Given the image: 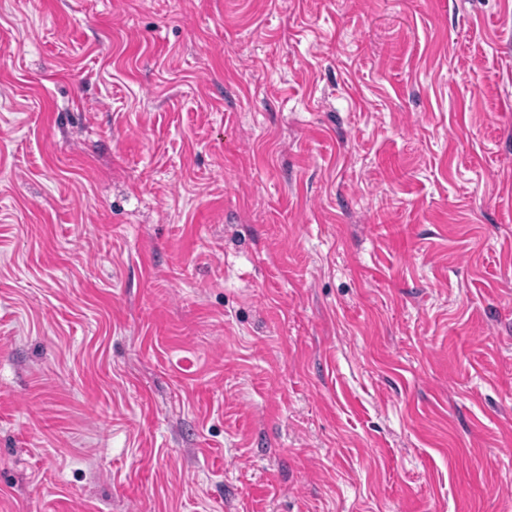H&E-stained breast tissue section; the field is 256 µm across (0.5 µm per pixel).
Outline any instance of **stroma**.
<instances>
[{
  "mask_svg": "<svg viewBox=\"0 0 512 512\" xmlns=\"http://www.w3.org/2000/svg\"><path fill=\"white\" fill-rule=\"evenodd\" d=\"M0 512H512V0H0Z\"/></svg>",
  "mask_w": 512,
  "mask_h": 512,
  "instance_id": "1",
  "label": "stroma"
}]
</instances>
